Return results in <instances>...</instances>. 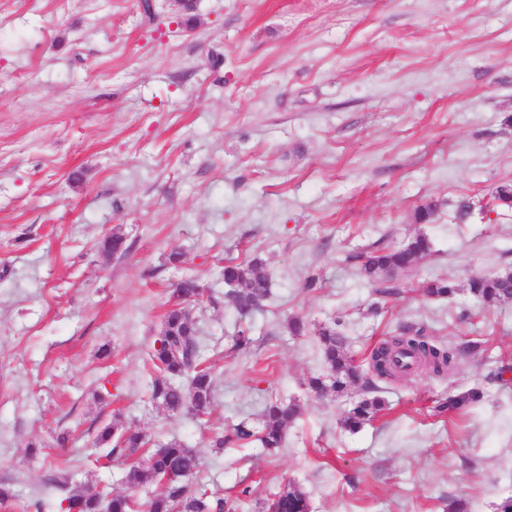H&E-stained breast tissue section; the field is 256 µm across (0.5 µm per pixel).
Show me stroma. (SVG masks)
<instances>
[{
	"mask_svg": "<svg viewBox=\"0 0 512 512\" xmlns=\"http://www.w3.org/2000/svg\"><path fill=\"white\" fill-rule=\"evenodd\" d=\"M193 17L0 0V483L14 494L0 512H61L50 477L128 493L129 462L94 445L116 416L193 448L198 483L234 512H261L286 483L310 512H446L451 498L496 512L512 496V384L496 380L512 367V302L431 300L422 285L512 268V209L455 219L461 198L512 184V0H196ZM427 202L434 220L415 223ZM117 230L128 251L103 257ZM419 233L431 255L377 305L361 255ZM256 257L271 298L245 322L219 271ZM185 275L212 294L192 310L215 375L202 420L149 400V353ZM294 317L340 321L360 364L403 322L485 350L445 378L384 384L386 409L352 433L341 420L361 391L306 389L325 367L315 337L289 334ZM245 324L252 343L235 348ZM474 386L468 414H434ZM272 394L301 407L276 456L214 447Z\"/></svg>",
	"mask_w": 512,
	"mask_h": 512,
	"instance_id": "obj_1",
	"label": "stroma"
}]
</instances>
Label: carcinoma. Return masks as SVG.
I'll return each mask as SVG.
<instances>
[{"mask_svg": "<svg viewBox=\"0 0 512 512\" xmlns=\"http://www.w3.org/2000/svg\"><path fill=\"white\" fill-rule=\"evenodd\" d=\"M100 254L110 257L127 251L123 234L114 232L98 243ZM432 252L428 237L418 234L406 242L365 257L360 274L376 286L381 298L401 294L394 276L401 271L416 268ZM224 284L229 286L224 298L239 317L249 319L264 311L271 295L268 274L263 262L254 258L246 263L224 262L220 271ZM466 290L482 305L512 300V271L492 275H475L467 280ZM460 291V285L448 278L424 282L423 294L430 299H445ZM205 288L190 276L178 280L167 301L159 333L153 344L151 363L154 378L150 386L153 404L169 414H190L196 418L209 415L214 406V377L212 368L201 356L199 330L191 308L204 298ZM326 366V372L307 382L308 390L317 397L328 393L342 394L352 387H360L362 398L346 413L343 426L355 433L381 411L385 400L380 396L378 382L392 379L382 371L379 362L403 375L407 371L399 365L398 356L414 358L415 367L442 376L455 366L456 353L432 344L419 324H402L387 343L373 351L369 371L361 370L349 354L348 338L341 323L333 321L315 330ZM481 390L472 388L442 397L434 406L439 414L460 415L479 403ZM299 416V404L294 399L272 395L260 411L259 424L242 421L214 440V447L229 443L242 444L257 441L269 454L283 447L286 432ZM98 448L107 449V456L130 458L147 448L142 465L130 467L126 482L135 489L144 484L155 486L152 495L140 502L132 494H116L109 500L111 512H229L222 497L193 486L199 473L201 458L191 448L176 441L148 444L145 435L132 431L114 421L102 425L94 440ZM104 494L92 486H83L67 493L65 512H100ZM262 512H310L306 495L295 486L281 487L278 494L263 506Z\"/></svg>", "mask_w": 512, "mask_h": 512, "instance_id": "obj_1", "label": "carcinoma"}]
</instances>
